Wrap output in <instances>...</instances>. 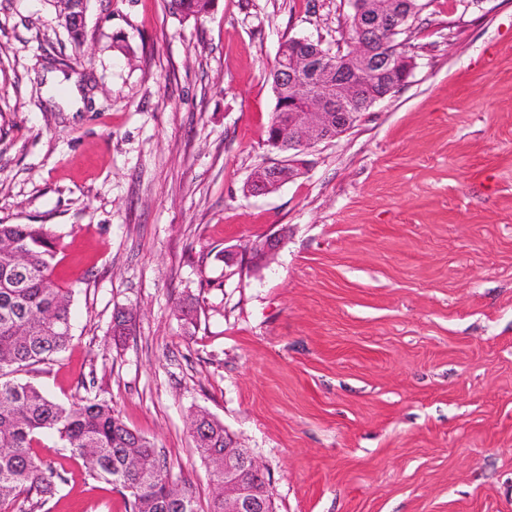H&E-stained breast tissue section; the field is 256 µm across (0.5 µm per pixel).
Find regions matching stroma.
<instances>
[{"mask_svg":"<svg viewBox=\"0 0 512 512\" xmlns=\"http://www.w3.org/2000/svg\"><path fill=\"white\" fill-rule=\"evenodd\" d=\"M350 12L88 0L77 48L56 0H0V224L50 225L75 290L72 340L30 380L110 399L201 512L198 410L257 457L276 512H512V0H428L407 83L245 195L278 158L281 43L346 46ZM35 452L60 475L50 512H125L62 448ZM169 12L182 20H199L214 9L215 0H167Z\"/></svg>","mask_w":512,"mask_h":512,"instance_id":"1","label":"stroma"}]
</instances>
